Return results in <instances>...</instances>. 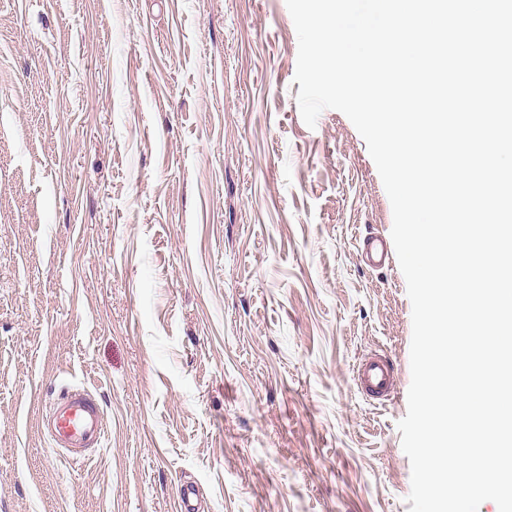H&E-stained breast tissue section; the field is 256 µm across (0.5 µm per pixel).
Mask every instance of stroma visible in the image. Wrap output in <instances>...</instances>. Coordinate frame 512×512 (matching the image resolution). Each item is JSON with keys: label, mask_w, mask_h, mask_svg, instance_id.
Instances as JSON below:
<instances>
[{"label": "stroma", "mask_w": 512, "mask_h": 512, "mask_svg": "<svg viewBox=\"0 0 512 512\" xmlns=\"http://www.w3.org/2000/svg\"><path fill=\"white\" fill-rule=\"evenodd\" d=\"M297 54L286 0H0V512H409L412 306L359 259L392 208ZM74 385L81 464L40 428ZM360 390L370 399L387 400L395 391L397 376L391 357L370 354L362 357L355 370ZM103 408L82 387L67 388L42 419V429L53 448L72 463L84 462L105 439Z\"/></svg>", "instance_id": "1"}]
</instances>
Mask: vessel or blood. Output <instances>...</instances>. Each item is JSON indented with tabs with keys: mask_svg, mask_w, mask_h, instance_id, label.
<instances>
[{
	"mask_svg": "<svg viewBox=\"0 0 512 512\" xmlns=\"http://www.w3.org/2000/svg\"><path fill=\"white\" fill-rule=\"evenodd\" d=\"M361 259L369 267H383L388 261L386 241L377 236L365 237L361 244ZM355 379L367 397L378 401L389 399L397 386L393 360L381 354L362 357L355 370ZM103 414L94 394L81 387H72L60 394L43 419L42 429L60 455L70 462L81 463L103 445Z\"/></svg>",
	"mask_w": 512,
	"mask_h": 512,
	"instance_id": "b4317fda",
	"label": "vessel or blood"
}]
</instances>
